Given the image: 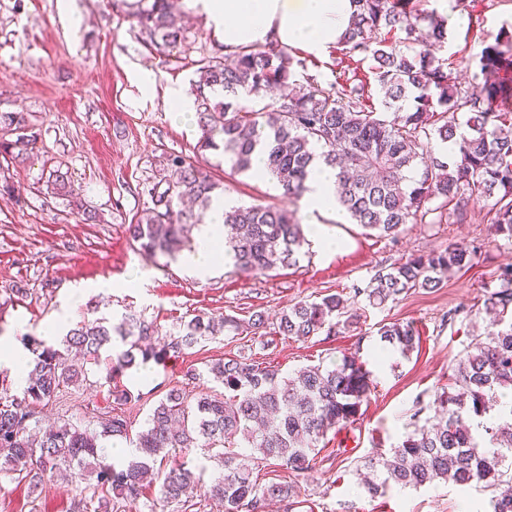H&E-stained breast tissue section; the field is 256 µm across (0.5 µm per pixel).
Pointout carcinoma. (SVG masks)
<instances>
[{"label":"carcinoma","instance_id":"cac0c4a2","mask_svg":"<svg viewBox=\"0 0 512 512\" xmlns=\"http://www.w3.org/2000/svg\"><path fill=\"white\" fill-rule=\"evenodd\" d=\"M136 22L140 38L161 54L190 46L186 28L169 0H117ZM349 28L338 41L342 74L327 86L277 43L237 47L212 56L193 81L202 150H220L236 172L252 170L256 148L264 150L268 177L298 200L317 161L336 169V201L365 234L395 237L405 224L463 223L471 208L491 204L495 231L512 241V109L499 106L512 96V28L501 27L480 54L483 81L462 85L436 47L448 40V19L417 7L423 0H352ZM383 93L379 112L369 103L367 80ZM466 120H458V113ZM38 133L31 115L0 112V156L20 161ZM452 146V158L434 156V144ZM170 178L152 188L151 205L129 225L133 242L150 255L173 256L191 228L204 223L219 188L210 174L182 155L165 162ZM305 237L296 215L261 206L224 209L225 254L249 275H266L300 263ZM473 252L450 245L414 255L378 270L350 296L336 292L300 301L279 313L274 333L306 340L321 332L348 330L361 317L359 304L383 308L417 288L433 289L453 270L471 265ZM486 291L483 309L497 330L472 338L459 359L454 391L434 402L435 422L406 432L397 446L376 452L363 479L372 496L395 485L418 488L434 482L489 488L512 481V266ZM242 329L226 317L216 322L196 315L179 325L156 350L154 326L130 314L114 324L85 318L59 346L35 336L22 338L31 354L21 395L0 390V475L35 489L44 478H93V495L74 512H111L112 502L134 499L158 458L190 448H222L223 472L211 483L184 464L164 476L150 512L183 502L193 489L218 502L224 512H259L278 500L298 504L299 478L316 466L318 446L329 432L359 420L375 389L373 374L355 355L329 366L311 365L294 377L241 357L219 359L208 376L224 394L199 393L194 401L172 390L159 401L138 433L135 453L120 468L108 461L105 441L129 436L123 415H109L91 431L59 422L36 431L37 409L62 388L86 380L70 362L73 352L97 367L106 382L116 372L168 355L177 356L226 331ZM381 341L409 355L420 344L412 321H393L378 330ZM252 448L242 454L237 448ZM288 478L261 484L255 473L268 459ZM487 512H512V494L494 495Z\"/></svg>","mask_w":512,"mask_h":512}]
</instances>
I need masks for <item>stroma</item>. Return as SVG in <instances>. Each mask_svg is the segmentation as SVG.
Listing matches in <instances>:
<instances>
[{
    "mask_svg": "<svg viewBox=\"0 0 512 512\" xmlns=\"http://www.w3.org/2000/svg\"><path fill=\"white\" fill-rule=\"evenodd\" d=\"M447 3L454 23L442 55L466 84L479 71L483 37L512 25V0ZM176 5L187 15L192 47L163 56L142 42L112 0H72L68 16L59 0H0V112L32 114L40 133L23 162L0 163V336H41L60 315L70 326L86 317L117 322L136 314L163 336L198 314L273 318L296 302L351 292L379 269L451 244L473 249L472 266L441 287L412 290L384 308L367 309L351 331L304 341L277 336L266 347L249 335L224 334L187 350L173 368L148 362L146 383L128 371L109 383L102 368L92 367L88 385L63 392L39 419L73 420L90 408L112 411L109 386L115 383L131 394L120 409L135 435L169 390L191 398L217 389L210 379L189 380L190 369L242 356L288 373L355 353L376 384L363 416L321 450L300 483L301 507L291 511L275 501L264 512H485L493 489L439 482L393 486L373 497L356 467L373 451L397 445L414 412L433 417L430 404L450 386L456 359L472 336L487 331L483 296L496 286L500 269L512 265V242L495 235L490 214L479 205L463 224H406L393 238L368 236L342 210L306 212L270 179L232 172L221 152L199 150L196 121L175 120L169 95L190 92L200 60L223 53L224 44L189 0ZM145 70L154 82L147 93L139 80ZM171 153L219 179L226 205L293 211L302 226L324 224L342 247L331 252L308 237L298 267L264 276L238 273L230 263L214 275H192L178 261L145 254L128 226L149 204L148 190L162 178L163 158ZM58 171L68 174L73 196L53 194ZM86 211L95 212V221L83 219ZM108 280L111 289L94 291V284ZM396 320L415 323L420 346L407 356L392 349L378 357V328ZM80 491V485L47 480L33 493L1 480L0 512H71Z\"/></svg>",
    "mask_w": 512,
    "mask_h": 512,
    "instance_id": "stroma-1",
    "label": "stroma"
}]
</instances>
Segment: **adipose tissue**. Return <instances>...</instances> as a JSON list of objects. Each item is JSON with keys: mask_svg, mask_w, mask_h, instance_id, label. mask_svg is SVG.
I'll list each match as a JSON object with an SVG mask.
<instances>
[{"mask_svg": "<svg viewBox=\"0 0 512 512\" xmlns=\"http://www.w3.org/2000/svg\"><path fill=\"white\" fill-rule=\"evenodd\" d=\"M215 31L224 37L226 49L248 43L304 44L319 52L344 34L354 10L352 0H192ZM336 172L316 163L307 182L303 202L309 212L335 209ZM224 239V204L215 202L201 224L194 247L181 257L196 274H209L224 265L218 244Z\"/></svg>", "mask_w": 512, "mask_h": 512, "instance_id": "1", "label": "adipose tissue"}]
</instances>
